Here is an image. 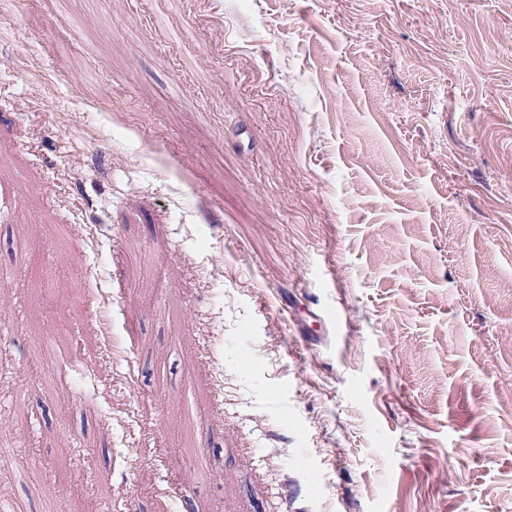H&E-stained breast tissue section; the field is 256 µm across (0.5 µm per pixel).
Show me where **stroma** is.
Returning a JSON list of instances; mask_svg holds the SVG:
<instances>
[{"label": "stroma", "instance_id": "35a3bbf8", "mask_svg": "<svg viewBox=\"0 0 512 512\" xmlns=\"http://www.w3.org/2000/svg\"><path fill=\"white\" fill-rule=\"evenodd\" d=\"M2 15L0 500L512 512V0Z\"/></svg>", "mask_w": 512, "mask_h": 512}]
</instances>
